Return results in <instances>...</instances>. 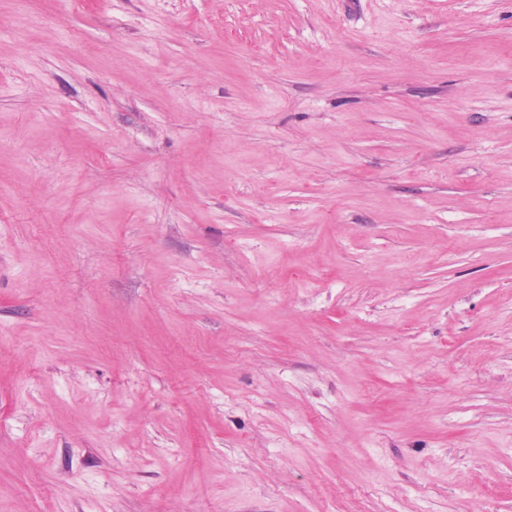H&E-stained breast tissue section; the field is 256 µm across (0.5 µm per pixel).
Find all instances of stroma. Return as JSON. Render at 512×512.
Here are the masks:
<instances>
[{
    "label": "stroma",
    "mask_w": 512,
    "mask_h": 512,
    "mask_svg": "<svg viewBox=\"0 0 512 512\" xmlns=\"http://www.w3.org/2000/svg\"><path fill=\"white\" fill-rule=\"evenodd\" d=\"M0 512H512V0H0Z\"/></svg>",
    "instance_id": "obj_1"
}]
</instances>
